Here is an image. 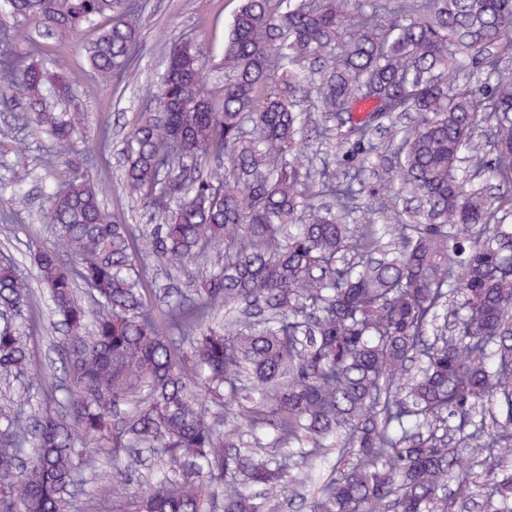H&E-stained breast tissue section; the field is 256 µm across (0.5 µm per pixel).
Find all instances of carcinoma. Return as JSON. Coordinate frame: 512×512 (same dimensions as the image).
Returning a JSON list of instances; mask_svg holds the SVG:
<instances>
[{"mask_svg": "<svg viewBox=\"0 0 512 512\" xmlns=\"http://www.w3.org/2000/svg\"><path fill=\"white\" fill-rule=\"evenodd\" d=\"M143 8L0 0L3 18L94 30L84 50L112 85ZM11 40L1 25L0 99L68 164L79 133L45 96L71 83ZM510 66L512 0H242L218 97L199 51L173 46L121 183L164 222L116 220L74 166L47 195L65 250H35L32 275L0 263V384L24 381L0 409V512H69L64 486L101 461L83 512H278L290 469L328 453L346 466L312 512H512V83H490ZM308 127L348 146L346 181L294 153ZM376 160L386 183L362 208ZM485 171L494 201L471 186ZM207 248L217 269L157 297V266L190 276ZM35 280L61 384L34 350Z\"/></svg>", "mask_w": 512, "mask_h": 512, "instance_id": "carcinoma-1", "label": "carcinoma"}]
</instances>
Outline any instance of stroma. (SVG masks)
Instances as JSON below:
<instances>
[{"instance_id":"obj_1","label":"stroma","mask_w":512,"mask_h":512,"mask_svg":"<svg viewBox=\"0 0 512 512\" xmlns=\"http://www.w3.org/2000/svg\"><path fill=\"white\" fill-rule=\"evenodd\" d=\"M241 0H146L138 19L141 43L136 62L119 87L101 84L83 56V45L93 36L85 30L61 37L35 29L33 23L13 22L12 50L27 59L44 63L63 77H76L74 98L60 103L76 123L81 137L78 151L90 157L89 174L103 188L105 208L129 224H145L149 210L120 192L124 170V135L141 112L143 100L155 91L169 49L189 42L199 47L206 59L204 77L209 91L224 84V39ZM21 106L0 101V179L8 178L18 160L32 170L23 188L0 192V213L10 218L8 232L0 231V258L17 261L31 271L33 247L52 243L56 234L46 210V187H58L64 180L61 163L51 159V142L34 129H21ZM109 128V148L99 150L97 132Z\"/></svg>"}]
</instances>
